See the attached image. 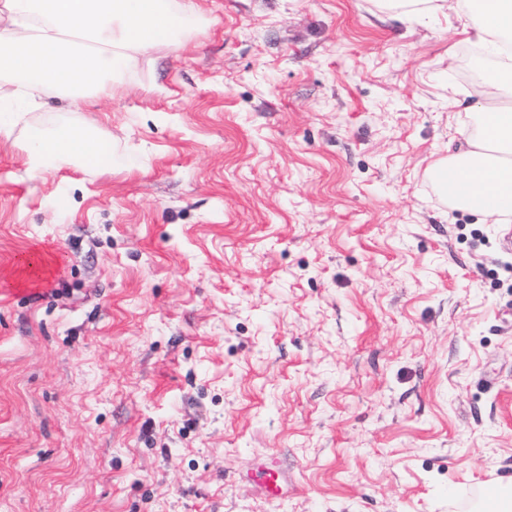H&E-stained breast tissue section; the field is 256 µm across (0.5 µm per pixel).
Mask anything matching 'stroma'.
<instances>
[{"label": "stroma", "instance_id": "obj_1", "mask_svg": "<svg viewBox=\"0 0 512 512\" xmlns=\"http://www.w3.org/2000/svg\"><path fill=\"white\" fill-rule=\"evenodd\" d=\"M196 3L0 135V512H466L512 480V247L429 168L488 62L376 0ZM75 124L103 164L31 174Z\"/></svg>", "mask_w": 512, "mask_h": 512}]
</instances>
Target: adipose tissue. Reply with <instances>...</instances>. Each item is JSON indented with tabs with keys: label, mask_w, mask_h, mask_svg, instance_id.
Here are the masks:
<instances>
[{
	"label": "adipose tissue",
	"mask_w": 512,
	"mask_h": 512,
	"mask_svg": "<svg viewBox=\"0 0 512 512\" xmlns=\"http://www.w3.org/2000/svg\"><path fill=\"white\" fill-rule=\"evenodd\" d=\"M407 15L455 11L464 34L498 46L512 35V0H380ZM0 134L9 133L17 98L112 96L135 56L179 44L199 17L194 0H0ZM484 102L465 149L437 160L431 174L457 208L512 223V66L490 69ZM106 145L83 126L40 129L28 140L30 173L45 166H99Z\"/></svg>",
	"instance_id": "ef3b65f1"
}]
</instances>
